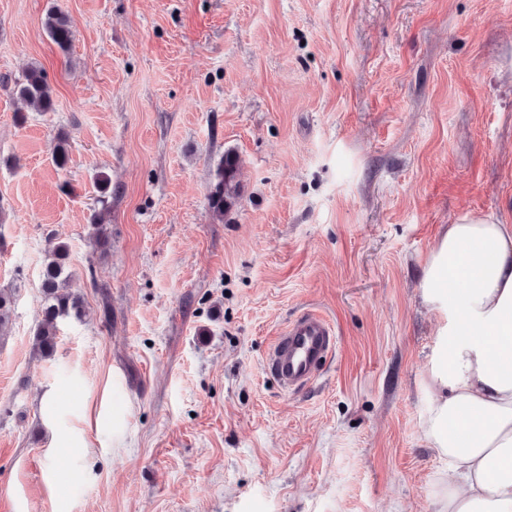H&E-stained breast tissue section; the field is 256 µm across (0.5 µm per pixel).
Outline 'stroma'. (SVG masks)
<instances>
[{
	"mask_svg": "<svg viewBox=\"0 0 512 512\" xmlns=\"http://www.w3.org/2000/svg\"><path fill=\"white\" fill-rule=\"evenodd\" d=\"M32 65L53 111L12 93ZM490 213L512 224V0H0V512H437L424 261ZM54 238L85 314L43 358ZM306 310L337 348L289 393L264 363ZM51 39L62 49L66 50L72 41L73 31L71 21L62 12L51 11L45 22ZM239 161L237 156L227 153L217 166L215 183L209 194V205L218 220H224L226 213L239 196L237 180ZM110 184L111 183L106 175H100L99 188L101 195L99 196V203H101L102 209L94 214L92 229L94 245L97 249H101L102 251H106L110 245L107 228L104 226V212L108 209V197L112 196V188Z\"/></svg>",
	"mask_w": 512,
	"mask_h": 512,
	"instance_id": "obj_1",
	"label": "stroma"
}]
</instances>
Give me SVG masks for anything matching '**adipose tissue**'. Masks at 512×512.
<instances>
[{"label":"adipose tissue","mask_w":512,"mask_h":512,"mask_svg":"<svg viewBox=\"0 0 512 512\" xmlns=\"http://www.w3.org/2000/svg\"><path fill=\"white\" fill-rule=\"evenodd\" d=\"M422 297L441 319L423 436L458 475L438 512H512V225L491 214L448 225Z\"/></svg>","instance_id":"ef3b65f1"}]
</instances>
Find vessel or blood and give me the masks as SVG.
I'll return each mask as SVG.
<instances>
[{"instance_id": "1", "label": "vessel or blood", "mask_w": 512, "mask_h": 512, "mask_svg": "<svg viewBox=\"0 0 512 512\" xmlns=\"http://www.w3.org/2000/svg\"><path fill=\"white\" fill-rule=\"evenodd\" d=\"M336 336L320 313L303 314L275 337L266 369L281 388L297 389L309 383L332 356Z\"/></svg>"}]
</instances>
